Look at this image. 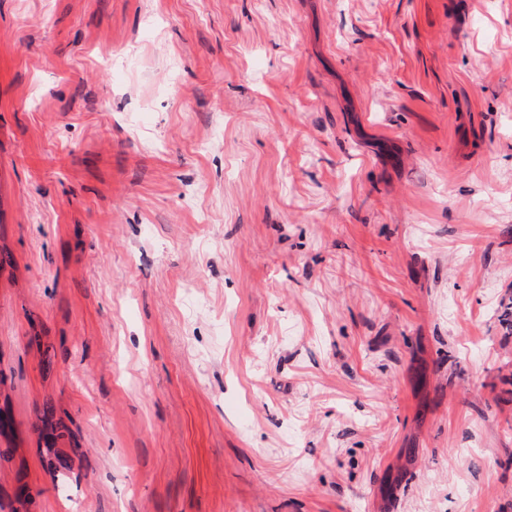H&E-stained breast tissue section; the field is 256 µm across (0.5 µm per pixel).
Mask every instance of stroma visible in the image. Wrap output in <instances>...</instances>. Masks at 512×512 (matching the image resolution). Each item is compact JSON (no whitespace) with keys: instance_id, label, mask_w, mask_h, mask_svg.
Masks as SVG:
<instances>
[{"instance_id":"stroma-1","label":"stroma","mask_w":512,"mask_h":512,"mask_svg":"<svg viewBox=\"0 0 512 512\" xmlns=\"http://www.w3.org/2000/svg\"><path fill=\"white\" fill-rule=\"evenodd\" d=\"M0 512H512V0H0Z\"/></svg>"}]
</instances>
